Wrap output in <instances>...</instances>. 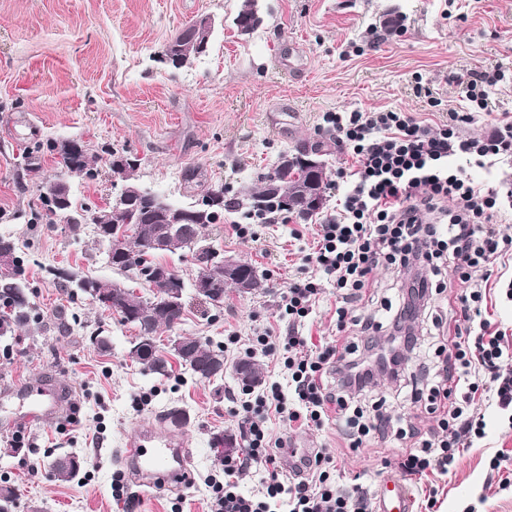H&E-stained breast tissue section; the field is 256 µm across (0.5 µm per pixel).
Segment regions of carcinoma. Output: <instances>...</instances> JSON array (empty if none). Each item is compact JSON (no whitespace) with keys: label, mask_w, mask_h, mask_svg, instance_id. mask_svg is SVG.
Masks as SVG:
<instances>
[{"label":"carcinoma","mask_w":512,"mask_h":512,"mask_svg":"<svg viewBox=\"0 0 512 512\" xmlns=\"http://www.w3.org/2000/svg\"><path fill=\"white\" fill-rule=\"evenodd\" d=\"M257 11L255 0H241L234 25L241 27L250 22ZM213 30H201L192 41H168L162 50L161 59L173 68H180L196 56L205 53L212 39ZM60 156V163L71 173L94 175L90 165L88 149L77 141H66L53 146ZM305 142L294 146L293 153L282 157L273 169L257 177L255 184L243 190L233 201H224V186L209 189L202 199V206L185 208L192 216L194 231L199 240L184 235L173 236L162 248L152 246L155 230L166 223L174 204L160 196L140 194L141 185L134 178L136 160L117 149H108L112 170L123 173L130 188L128 201L115 203L95 211L91 217L97 243L105 245L104 225H112L115 232L126 229L130 232L131 247L137 251L139 262L128 265L121 258L109 261L112 268L132 274L150 288L151 296L143 298L135 290L119 282H104L92 277H76L61 274L69 285L87 297L98 293L107 297L109 308L117 312L121 321L137 328L138 334L130 349V355L148 369L161 373L167 361L157 345V334L163 328L178 325L184 316V294L187 283L177 270L154 262L158 256L180 254L191 257L196 268L195 277H206L216 293L222 295L228 289L224 280V269L215 265L217 251L205 246L204 228L213 224L224 213V208L244 209L248 213L269 216L286 212L300 219H308L324 208L326 189L324 176L305 166L301 156ZM317 198L318 205L310 204ZM71 198L67 181L58 179L49 184L42 203L47 216H56L64 199ZM7 251L13 258L15 275L0 278V339L11 337L20 327L35 321L30 301V286L26 280L23 263L18 252L20 247L9 238L0 236V252ZM170 351L182 366L200 379L209 380L224 375V349L214 347L197 337H178L172 341ZM82 461H54L51 471L61 482L70 481L80 470Z\"/></svg>","instance_id":"carcinoma-1"}]
</instances>
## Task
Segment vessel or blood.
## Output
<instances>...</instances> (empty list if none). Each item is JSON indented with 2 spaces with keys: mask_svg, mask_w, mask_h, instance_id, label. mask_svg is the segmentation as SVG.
<instances>
[{
  "mask_svg": "<svg viewBox=\"0 0 512 512\" xmlns=\"http://www.w3.org/2000/svg\"><path fill=\"white\" fill-rule=\"evenodd\" d=\"M5 395L22 397L24 403L18 416L0 419V428L9 430L31 421H49L61 413L58 396L32 384L8 387ZM136 484L151 487L177 484L186 487L190 474L186 463L189 451L177 433L166 428L137 429L121 453ZM375 512H412V493L407 482L396 472H385L375 494Z\"/></svg>",
  "mask_w": 512,
  "mask_h": 512,
  "instance_id": "1",
  "label": "vessel or blood"
}]
</instances>
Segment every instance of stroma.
I'll use <instances>...</instances> for the list:
<instances>
[{
	"label": "stroma",
	"mask_w": 512,
	"mask_h": 512,
	"mask_svg": "<svg viewBox=\"0 0 512 512\" xmlns=\"http://www.w3.org/2000/svg\"><path fill=\"white\" fill-rule=\"evenodd\" d=\"M240 0H0V236L17 240L32 290L36 323L0 340V387L44 380L58 385L64 419L32 423L24 448L0 431V484L16 488L13 512H170L184 496V512H208L212 482L224 479L211 442L238 431L230 397L240 392L234 366L242 355L224 353V376L201 381L169 358L166 373L145 369L129 354L136 331L116 312L70 293L52 269L127 282L106 261L90 221L73 229L66 219L42 217L48 181L66 180L76 207L108 206L115 179L108 149L138 159L139 182L178 206H194L211 186L226 197L273 168L306 138L324 137L322 116L337 110H405L427 123L463 109L454 73L505 78L490 86L488 113L465 130H488L494 117L512 113V0H257L260 25L238 35L232 18ZM210 17L209 51L182 69L161 62L163 45L182 27ZM83 142L94 157L93 175L62 167L51 143ZM38 168H31V161ZM246 223V236L233 226ZM313 220L277 215L266 224L225 211L205 234L221 253L251 263L263 275L259 292H229L221 307L187 290L182 322L158 333L168 350L178 336L215 346L234 333L253 335L275 324L281 292L310 276L303 262ZM512 258L498 260L487 282V317L512 352ZM369 401L405 429L428 436L433 420L424 403L379 378ZM482 439L461 449L448 473L411 482L414 512L435 493L434 512H512V415L480 400ZM183 413L179 430L190 444L191 488L139 493L120 461L136 426ZM274 436L336 457L342 484L362 477L376 486L385 461L409 449L411 439L375 434L348 447L335 421L318 429L269 424ZM507 454L505 468L491 459ZM78 456L83 466L66 483L50 476L52 456ZM123 474L122 496L112 479Z\"/></svg>",
	"instance_id": "1"
}]
</instances>
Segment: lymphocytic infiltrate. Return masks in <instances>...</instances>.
<instances>
[{"instance_id":"f902f5d3","label":"lymphocytic infiltrate","mask_w":512,"mask_h":512,"mask_svg":"<svg viewBox=\"0 0 512 512\" xmlns=\"http://www.w3.org/2000/svg\"><path fill=\"white\" fill-rule=\"evenodd\" d=\"M469 108L452 111L446 123L432 126L402 110L327 112L323 122L346 162L336 179L346 191L336 209L319 224L305 260L315 273L289 284L278 300L277 317L287 321V335L266 327L254 336H229L228 345L275 356L288 376L287 387L271 385L260 393L245 390L236 410L245 451L224 460V480L216 484L210 512H373L368 486L343 487L327 449H314L304 470L285 474L286 441L273 437L270 415L303 428H321L325 419L342 422L351 447H360L371 431L393 426L383 411L366 416L357 398L376 372L402 379V361L417 344L404 331L405 311L383 301L389 316L379 321L357 315L359 304L373 301L375 274L391 270L400 283H415L422 314L431 317L433 294L457 289L463 321L448 329L435 350L432 385L412 388L426 399L435 422L430 438L402 455L396 465L405 477L447 473L459 449L483 438L484 417L476 396L493 397L500 409L512 410V372L503 371V338L485 316V292L496 260L512 253V234L500 224L512 210V175L482 188L469 166L512 159V115L502 114L491 134L463 135L462 127L487 107L482 79L456 77ZM336 290L335 339L309 345L298 327L323 293V282ZM261 470L255 494L240 492V482Z\"/></svg>"}]
</instances>
